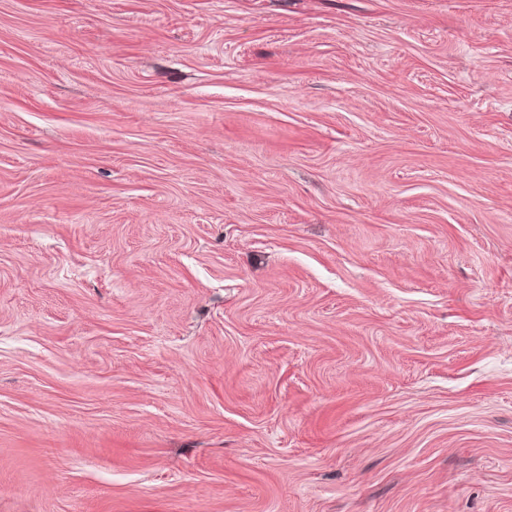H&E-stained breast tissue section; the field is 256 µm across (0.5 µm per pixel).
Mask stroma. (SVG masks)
Instances as JSON below:
<instances>
[{"label": "stroma", "instance_id": "stroma-1", "mask_svg": "<svg viewBox=\"0 0 512 512\" xmlns=\"http://www.w3.org/2000/svg\"><path fill=\"white\" fill-rule=\"evenodd\" d=\"M0 512H512V0H0Z\"/></svg>", "mask_w": 512, "mask_h": 512}]
</instances>
